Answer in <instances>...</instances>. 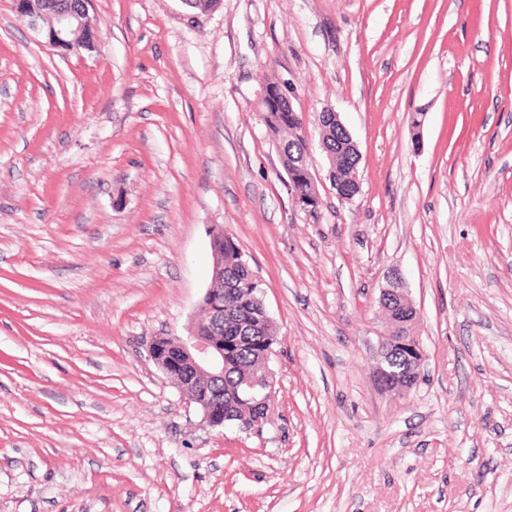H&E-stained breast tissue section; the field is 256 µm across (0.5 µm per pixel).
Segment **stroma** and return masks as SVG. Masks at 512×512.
Wrapping results in <instances>:
<instances>
[{
  "instance_id": "stroma-1",
  "label": "stroma",
  "mask_w": 512,
  "mask_h": 512,
  "mask_svg": "<svg viewBox=\"0 0 512 512\" xmlns=\"http://www.w3.org/2000/svg\"><path fill=\"white\" fill-rule=\"evenodd\" d=\"M93 49L0 0V512H512V0H91ZM278 80L360 152L296 202ZM421 127H413V116ZM232 234L278 333L275 414L213 429L148 358ZM399 275L425 351L375 384ZM359 162L360 159L356 164H347L340 169L332 165L329 170V179L336 185V192L342 200L352 201L360 191ZM389 280L395 283L396 288H382L380 290V306L384 311H386V307L396 305L397 307L402 308L404 313L413 312L414 317L413 319L406 321V323L409 324L410 336H401V333H407L408 330L404 328H396L398 333L396 336H392V334H394V330L392 329L385 336L379 337V358L377 361L374 377L377 387L382 392L397 396H405L413 390L418 382V369L425 359V352L420 339L415 335L413 331L416 308L409 295V292L407 288H405L401 279L397 276H394ZM388 342H392L394 345L402 346L411 350L414 356H407L409 363L407 370H391L392 368L389 356L390 349L387 348Z\"/></svg>"
}]
</instances>
